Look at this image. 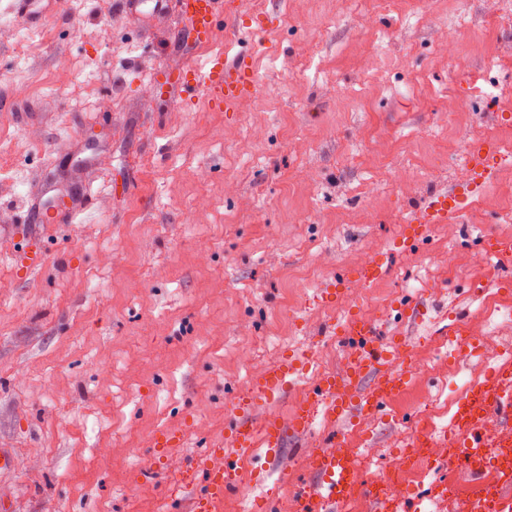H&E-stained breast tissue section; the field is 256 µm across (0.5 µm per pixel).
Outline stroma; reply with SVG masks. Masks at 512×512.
<instances>
[{
    "label": "stroma",
    "instance_id": "1",
    "mask_svg": "<svg viewBox=\"0 0 512 512\" xmlns=\"http://www.w3.org/2000/svg\"><path fill=\"white\" fill-rule=\"evenodd\" d=\"M64 23L29 31L0 0V478L12 512H173L192 458L233 450L228 403L269 363L311 359L259 415H286L323 359L320 327L349 315L404 340L414 400L376 419H319L307 445L363 429L353 457L391 471L418 436L451 431L469 385L512 361V263L485 257L508 232L489 185L459 219L390 254L412 212L465 174L467 143L512 127V0H245L206 56L245 54L256 93L235 111L154 87L194 55L176 6L61 0ZM93 202L68 224L24 226ZM44 268L17 279V227ZM392 271L325 303L330 279L381 253ZM456 269H449V260ZM426 310L403 318L398 301ZM498 307H491L492 299ZM465 324L491 355L452 353ZM279 457L242 461L223 512H291ZM474 481L447 455L423 469L429 512H462Z\"/></svg>",
    "mask_w": 512,
    "mask_h": 512
}]
</instances>
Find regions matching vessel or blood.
Wrapping results in <instances>:
<instances>
[{
    "label": "vessel or blood",
    "instance_id": "1",
    "mask_svg": "<svg viewBox=\"0 0 512 512\" xmlns=\"http://www.w3.org/2000/svg\"><path fill=\"white\" fill-rule=\"evenodd\" d=\"M235 7L236 0H178L191 40L200 51L211 45L221 17H232ZM60 10L59 0H16L18 19L33 31L41 30ZM258 81L250 61L227 62L217 55L193 65L190 74L178 77L172 86L190 96L204 95L212 106L229 111L254 93ZM468 155L466 180L446 193L432 195L418 207L409 221L410 232L394 241V248L411 247L426 228L461 214L469 197L495 180L499 163L493 147L472 145ZM482 249L497 260H512V239L488 234L482 239ZM388 270V260L381 258L361 268L354 279L369 288ZM320 334L342 339L347 351L344 370L317 376L286 418L259 423L252 414L254 397L284 395L304 358L293 354L267 366L254 380L249 395L238 401L227 425L238 460L250 459L259 447L267 448L270 456H278L289 435H306L320 414L332 420L384 413L388 399L402 389L407 379L402 367L405 347L402 341L381 337L375 322L360 317L328 322ZM454 422L453 432L434 439L433 447L451 448L450 464L470 468L481 460L496 470L495 480L485 483L481 494L468 500L467 512H512V370L493 371L480 387L462 397ZM313 457L307 474L292 467L281 471L282 478L293 486V512H324L326 505L343 503L355 480L344 438L324 437ZM236 486V462L210 461L201 471L187 512H222L225 493Z\"/></svg>",
    "mask_w": 512,
    "mask_h": 512
}]
</instances>
